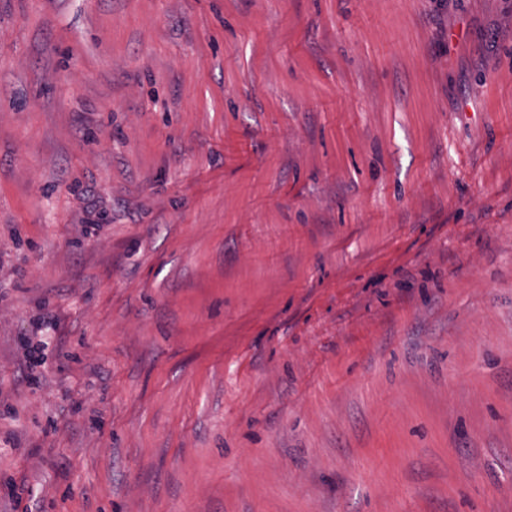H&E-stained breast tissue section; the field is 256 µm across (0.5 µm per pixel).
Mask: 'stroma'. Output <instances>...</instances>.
Here are the masks:
<instances>
[{
	"label": "stroma",
	"mask_w": 512,
	"mask_h": 512,
	"mask_svg": "<svg viewBox=\"0 0 512 512\" xmlns=\"http://www.w3.org/2000/svg\"><path fill=\"white\" fill-rule=\"evenodd\" d=\"M0 512H512V0H0Z\"/></svg>",
	"instance_id": "obj_1"
}]
</instances>
